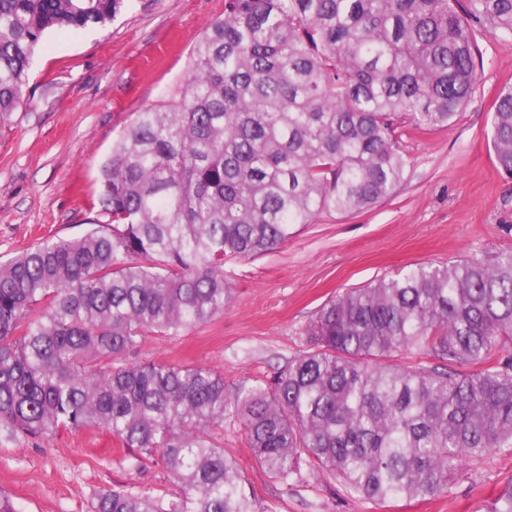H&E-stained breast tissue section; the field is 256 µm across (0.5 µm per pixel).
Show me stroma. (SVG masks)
Wrapping results in <instances>:
<instances>
[{
	"mask_svg": "<svg viewBox=\"0 0 512 512\" xmlns=\"http://www.w3.org/2000/svg\"><path fill=\"white\" fill-rule=\"evenodd\" d=\"M223 11L224 0H124L106 28L46 36L22 106L0 124L1 262L43 238L85 230L101 163L136 112L183 77L205 26ZM478 43L483 66L471 99L446 128L407 130V175L390 198L321 215L267 253L225 261L232 302L224 314L176 338H148L131 360L205 366L227 387H264L309 350L307 324L347 289L416 264L512 251V179L497 171L490 148L495 100L512 84V38L484 31ZM223 439L268 512H485L512 480V451L494 449L448 494L377 506L329 477L271 479L235 416H225ZM112 486L175 490L162 465L138 461L103 430L49 442L0 437V489L18 512H89L94 491Z\"/></svg>",
	"mask_w": 512,
	"mask_h": 512,
	"instance_id": "obj_1",
	"label": "stroma"
}]
</instances>
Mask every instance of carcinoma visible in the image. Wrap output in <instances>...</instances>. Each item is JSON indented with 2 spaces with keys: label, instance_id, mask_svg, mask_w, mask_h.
<instances>
[{
  "label": "carcinoma",
  "instance_id": "cac0c4a2",
  "mask_svg": "<svg viewBox=\"0 0 512 512\" xmlns=\"http://www.w3.org/2000/svg\"><path fill=\"white\" fill-rule=\"evenodd\" d=\"M123 2L0 0V123L46 34L104 28ZM482 30L512 37V0H224L185 78L113 145L89 207L106 220L0 263V436L106 430L180 489H102L91 512H264L217 437L233 413L270 478L297 480L304 464L377 505L446 494L463 464L512 449V252L347 290L265 388L126 358L224 314L225 260L392 196L402 125L455 121ZM491 149L512 177L511 84ZM411 350L440 364L392 363ZM490 512H512V481Z\"/></svg>",
  "mask_w": 512,
  "mask_h": 512
}]
</instances>
